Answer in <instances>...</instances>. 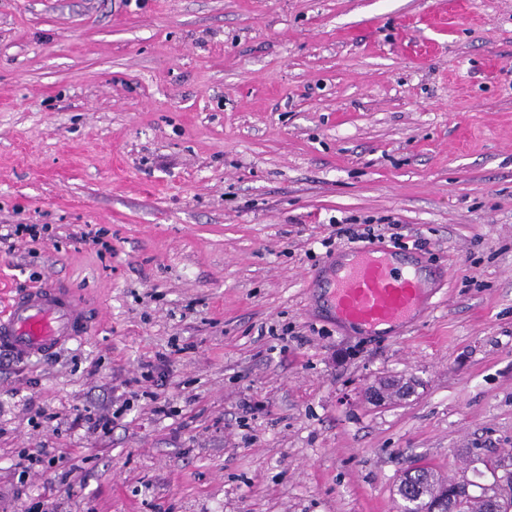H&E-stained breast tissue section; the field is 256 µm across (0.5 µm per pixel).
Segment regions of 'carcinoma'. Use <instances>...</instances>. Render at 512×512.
I'll list each match as a JSON object with an SVG mask.
<instances>
[{
    "label": "carcinoma",
    "instance_id": "1",
    "mask_svg": "<svg viewBox=\"0 0 512 512\" xmlns=\"http://www.w3.org/2000/svg\"><path fill=\"white\" fill-rule=\"evenodd\" d=\"M424 474L416 481L421 485V512H430L434 506L441 512H512V495L503 499L501 492L493 488L481 487L479 494L470 491L459 493L453 483L423 466Z\"/></svg>",
    "mask_w": 512,
    "mask_h": 512
}]
</instances>
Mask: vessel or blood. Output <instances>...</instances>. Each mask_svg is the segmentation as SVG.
I'll return each mask as SVG.
<instances>
[{
	"mask_svg": "<svg viewBox=\"0 0 512 512\" xmlns=\"http://www.w3.org/2000/svg\"><path fill=\"white\" fill-rule=\"evenodd\" d=\"M336 277L329 284L337 320L361 331L382 325L409 327L429 310L427 259L405 258L374 244L327 258ZM93 320L76 288L51 279L11 297L0 310V350L25 360L85 342Z\"/></svg>",
	"mask_w": 512,
	"mask_h": 512,
	"instance_id": "1",
	"label": "vessel or blood"
}]
</instances>
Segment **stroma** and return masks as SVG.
<instances>
[{
	"instance_id": "obj_1",
	"label": "stroma",
	"mask_w": 512,
	"mask_h": 512,
	"mask_svg": "<svg viewBox=\"0 0 512 512\" xmlns=\"http://www.w3.org/2000/svg\"><path fill=\"white\" fill-rule=\"evenodd\" d=\"M335 219L429 257L434 310L340 327ZM5 224L53 233L0 243V298L57 278L94 333L0 356V512H397L408 468L512 473V0H0ZM175 344L174 415L147 382L70 426ZM41 444L73 489L14 497ZM415 387L416 382L411 378L382 380L368 387L365 397L375 403H384L387 400L386 394L389 389L398 390L405 396L411 395ZM119 413V409L112 412V415L109 413H77L72 422L74 425L84 428L87 435L98 437L112 430V425H114Z\"/></svg>"
}]
</instances>
